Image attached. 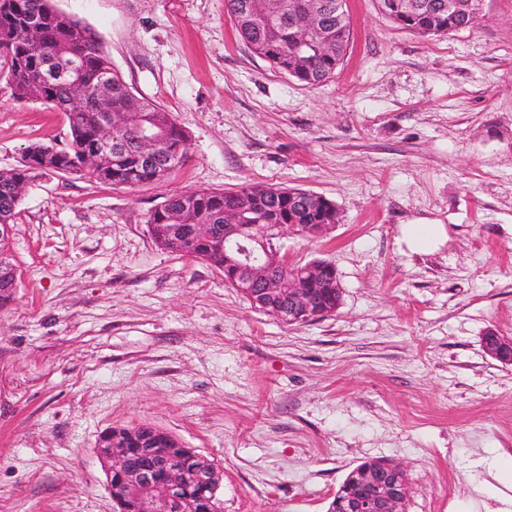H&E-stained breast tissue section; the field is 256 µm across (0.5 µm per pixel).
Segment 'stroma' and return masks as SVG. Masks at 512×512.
I'll use <instances>...</instances> for the list:
<instances>
[{"label":"stroma","instance_id":"35a3bbf8","mask_svg":"<svg viewBox=\"0 0 512 512\" xmlns=\"http://www.w3.org/2000/svg\"><path fill=\"white\" fill-rule=\"evenodd\" d=\"M94 29L133 92L188 134L165 180L74 174L29 185L0 309V512H113L95 448L152 424L223 471L220 512H327L363 461L401 462L405 512H492L512 481V0L473 28L423 36L349 0V52L322 85L241 41L224 0H52ZM65 114L18 101L0 62V170L34 143L64 146ZM299 187L335 202L291 261L334 263L343 302L289 325L218 269L158 247L147 219L173 194ZM448 241L408 253L399 227ZM448 241V228L427 219H416L399 227V242L411 254L429 255L440 250ZM4 242L0 245V308L14 300L18 288L16 266L4 251ZM484 339L485 352L495 360L506 364H512V338L499 336L493 331L487 332Z\"/></svg>","mask_w":512,"mask_h":512}]
</instances>
